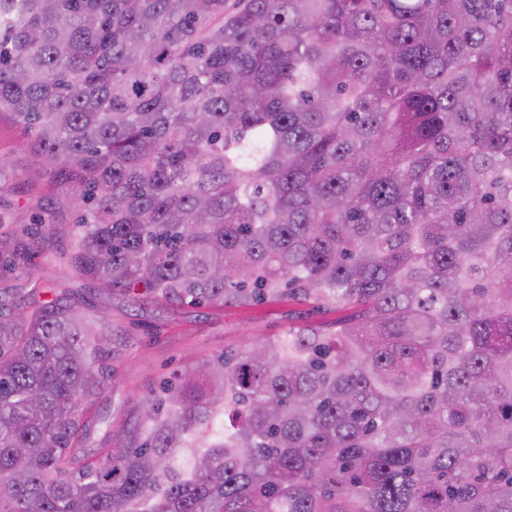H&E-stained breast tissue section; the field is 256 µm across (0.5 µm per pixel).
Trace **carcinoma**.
<instances>
[{
  "label": "carcinoma",
  "instance_id": "1",
  "mask_svg": "<svg viewBox=\"0 0 512 512\" xmlns=\"http://www.w3.org/2000/svg\"><path fill=\"white\" fill-rule=\"evenodd\" d=\"M3 113L95 287L350 313L92 447L108 312L0 287V512H512V0H0Z\"/></svg>",
  "mask_w": 512,
  "mask_h": 512
}]
</instances>
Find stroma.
I'll return each mask as SVG.
<instances>
[{"label":"stroma","mask_w":512,"mask_h":512,"mask_svg":"<svg viewBox=\"0 0 512 512\" xmlns=\"http://www.w3.org/2000/svg\"><path fill=\"white\" fill-rule=\"evenodd\" d=\"M29 141L25 129L11 116H0V158L7 162L0 170V203L11 227L17 229L36 223V209L48 191L47 178L31 172ZM72 219V214L63 215L51 241L33 238V271L76 298L108 306L113 328L125 336L126 350L115 367L112 388L97 403L100 414L136 422L142 400L189 359L239 350L282 335L291 326L328 327L345 315L344 309L319 308L285 295L222 308L186 305L173 310L156 303L132 304L121 295L88 287L73 274L64 259L72 248Z\"/></svg>","instance_id":"stroma-1"}]
</instances>
